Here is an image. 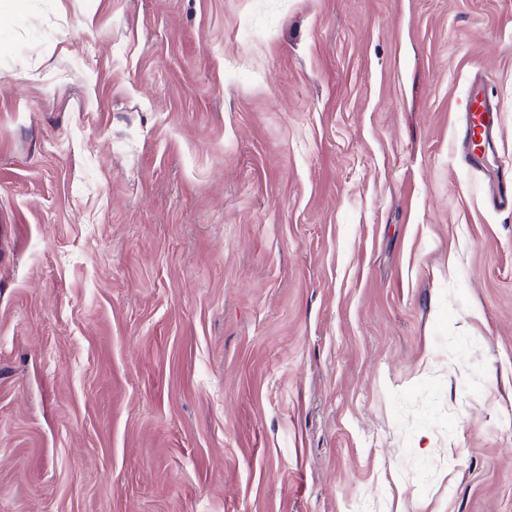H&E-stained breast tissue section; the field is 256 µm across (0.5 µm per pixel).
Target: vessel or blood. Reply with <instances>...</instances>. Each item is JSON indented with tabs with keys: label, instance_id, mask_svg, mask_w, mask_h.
I'll return each mask as SVG.
<instances>
[{
	"label": "vessel or blood",
	"instance_id": "obj_1",
	"mask_svg": "<svg viewBox=\"0 0 512 512\" xmlns=\"http://www.w3.org/2000/svg\"><path fill=\"white\" fill-rule=\"evenodd\" d=\"M464 160L474 169L484 164L485 146L499 122V114L492 107L483 85L473 84L463 105Z\"/></svg>",
	"mask_w": 512,
	"mask_h": 512
}]
</instances>
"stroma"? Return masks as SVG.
<instances>
[{"instance_id": "obj_1", "label": "stroma", "mask_w": 512, "mask_h": 512, "mask_svg": "<svg viewBox=\"0 0 512 512\" xmlns=\"http://www.w3.org/2000/svg\"><path fill=\"white\" fill-rule=\"evenodd\" d=\"M512 0H0V512H512ZM464 160L473 169L484 164L485 146L499 122V113L492 107L483 85L475 82L464 101Z\"/></svg>"}]
</instances>
